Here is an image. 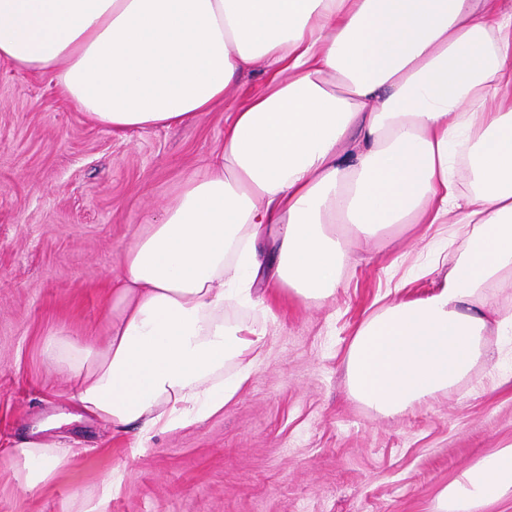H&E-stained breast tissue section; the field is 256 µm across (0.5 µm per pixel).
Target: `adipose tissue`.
Returning <instances> with one entry per match:
<instances>
[{"label": "adipose tissue", "instance_id": "adipose-tissue-1", "mask_svg": "<svg viewBox=\"0 0 512 512\" xmlns=\"http://www.w3.org/2000/svg\"><path fill=\"white\" fill-rule=\"evenodd\" d=\"M0 59L54 72L64 98L114 132L172 126L223 101L265 64V90L235 107L224 146L146 218L113 281L107 341L65 334L45 353L67 395L114 432L156 433L223 412L246 382L224 366L259 357L265 333L225 319L271 236L273 281L330 298L348 261L395 224L472 234L432 294L384 305L347 351L350 396L391 417L448 392L488 356L512 286V0H0ZM479 187L458 213L452 144ZM27 488L69 453L40 438L0 456ZM512 498V444L439 492L435 512Z\"/></svg>", "mask_w": 512, "mask_h": 512}]
</instances>
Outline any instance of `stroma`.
Wrapping results in <instances>:
<instances>
[{
    "instance_id": "35a3bbf8",
    "label": "stroma",
    "mask_w": 512,
    "mask_h": 512,
    "mask_svg": "<svg viewBox=\"0 0 512 512\" xmlns=\"http://www.w3.org/2000/svg\"><path fill=\"white\" fill-rule=\"evenodd\" d=\"M258 65L223 104L169 128L115 134L63 99L53 74L0 60V448L43 438L73 454L48 485L22 487L0 462V512H82L113 471L125 480L108 512H434L440 490L476 458L512 443V329H493L492 360L448 393L381 417L347 392L359 324L400 297H424L436 227L405 224L350 259L335 295L304 304L258 281L254 301L226 309L262 327V354L222 413L153 437L116 434L71 413L67 370L45 354L77 332L99 353L111 279L146 216L224 145L231 105L264 88Z\"/></svg>"
}]
</instances>
